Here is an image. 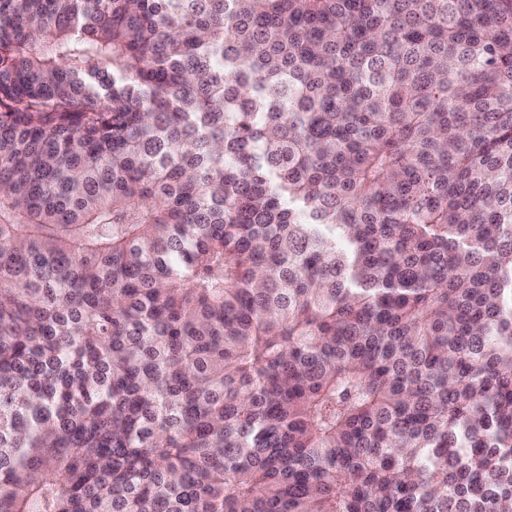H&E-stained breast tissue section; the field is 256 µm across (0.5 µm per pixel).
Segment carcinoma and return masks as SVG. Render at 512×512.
Segmentation results:
<instances>
[{
    "instance_id": "cac0c4a2",
    "label": "carcinoma",
    "mask_w": 512,
    "mask_h": 512,
    "mask_svg": "<svg viewBox=\"0 0 512 512\" xmlns=\"http://www.w3.org/2000/svg\"><path fill=\"white\" fill-rule=\"evenodd\" d=\"M0 512H512V0H0Z\"/></svg>"
}]
</instances>
